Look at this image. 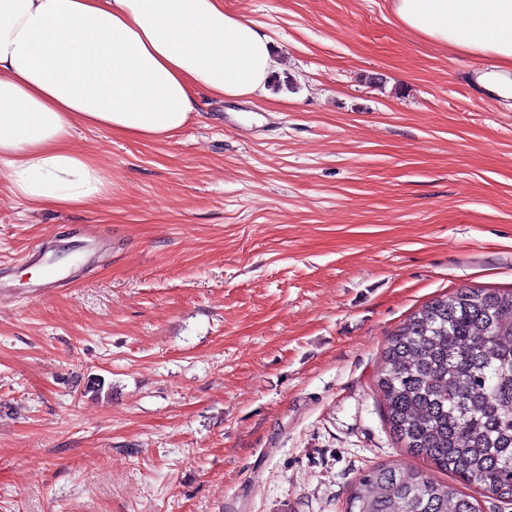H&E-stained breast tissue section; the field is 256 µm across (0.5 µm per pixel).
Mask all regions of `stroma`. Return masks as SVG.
<instances>
[{"mask_svg":"<svg viewBox=\"0 0 512 512\" xmlns=\"http://www.w3.org/2000/svg\"><path fill=\"white\" fill-rule=\"evenodd\" d=\"M271 97L168 140L78 128L109 199L31 209L0 168V512H343L391 434L394 330L512 290V109L390 0H224ZM88 260L39 295L29 250ZM101 393L87 391L89 380Z\"/></svg>","mask_w":512,"mask_h":512,"instance_id":"obj_1","label":"stroma"}]
</instances>
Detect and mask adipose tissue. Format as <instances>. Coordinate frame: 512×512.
<instances>
[{"label":"adipose tissue","instance_id":"adipose-tissue-1","mask_svg":"<svg viewBox=\"0 0 512 512\" xmlns=\"http://www.w3.org/2000/svg\"><path fill=\"white\" fill-rule=\"evenodd\" d=\"M398 24L492 57L473 82L512 107V0H392ZM271 37L224 0H0V167L32 208L112 194V173L72 144L77 127L166 140L197 98L265 97Z\"/></svg>","mask_w":512,"mask_h":512}]
</instances>
